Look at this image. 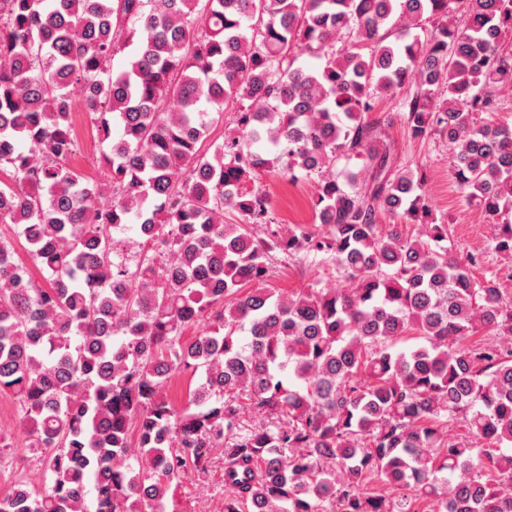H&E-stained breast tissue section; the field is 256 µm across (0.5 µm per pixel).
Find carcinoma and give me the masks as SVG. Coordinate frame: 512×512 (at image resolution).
Returning a JSON list of instances; mask_svg holds the SVG:
<instances>
[{
    "mask_svg": "<svg viewBox=\"0 0 512 512\" xmlns=\"http://www.w3.org/2000/svg\"><path fill=\"white\" fill-rule=\"evenodd\" d=\"M511 37L512 0H0V223L48 274L0 238V391L45 454L42 487L19 478L0 512H88L90 489L94 512H179L218 448L224 512H512V295L366 119L399 97L460 191L512 210V127L486 120ZM78 105L109 142L99 179L70 165ZM274 164L315 181L326 234L275 223L255 185ZM493 242L512 258V224ZM276 252L350 287L269 288ZM460 416L488 447L446 437Z\"/></svg>",
    "mask_w": 512,
    "mask_h": 512,
    "instance_id": "cac0c4a2",
    "label": "carcinoma"
}]
</instances>
